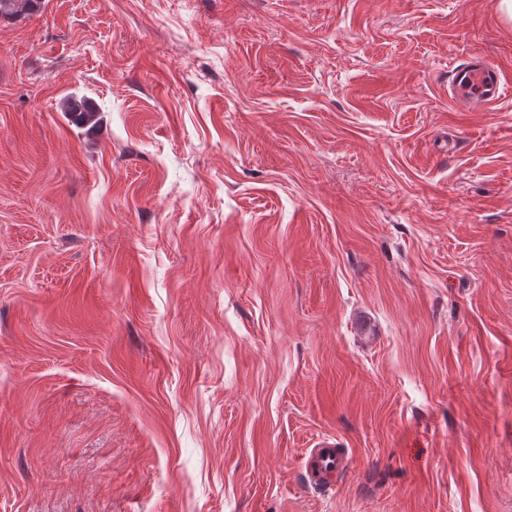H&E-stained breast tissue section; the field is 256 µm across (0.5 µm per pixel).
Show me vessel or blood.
<instances>
[{"mask_svg": "<svg viewBox=\"0 0 512 512\" xmlns=\"http://www.w3.org/2000/svg\"><path fill=\"white\" fill-rule=\"evenodd\" d=\"M448 87L452 101L470 112H487L501 98L505 86L501 72L486 56L471 54L454 67ZM314 467L319 481L333 482L347 468V461L337 444L327 443L313 451Z\"/></svg>", "mask_w": 512, "mask_h": 512, "instance_id": "1", "label": "vessel or blood"}]
</instances>
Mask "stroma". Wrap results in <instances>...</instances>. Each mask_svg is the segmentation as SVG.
<instances>
[{"label":"stroma","instance_id":"35a3bbf8","mask_svg":"<svg viewBox=\"0 0 512 512\" xmlns=\"http://www.w3.org/2000/svg\"><path fill=\"white\" fill-rule=\"evenodd\" d=\"M475 51L488 112L448 97ZM0 512H512L496 0L0 23ZM65 112H69L80 124H95L97 122V110L86 99L70 98L64 103ZM316 480L332 483L337 475H341L347 468V461L336 443H326L320 448L313 449Z\"/></svg>","mask_w":512,"mask_h":512}]
</instances>
